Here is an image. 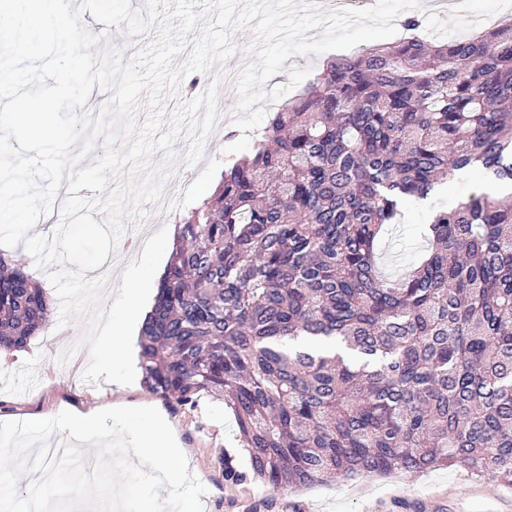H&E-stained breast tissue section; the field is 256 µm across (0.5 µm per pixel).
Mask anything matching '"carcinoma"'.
<instances>
[{
	"mask_svg": "<svg viewBox=\"0 0 512 512\" xmlns=\"http://www.w3.org/2000/svg\"><path fill=\"white\" fill-rule=\"evenodd\" d=\"M481 168L512 187V21L412 35L327 62L252 155L177 225L141 330L155 394L222 396L272 491L461 464L512 485V204L442 186ZM434 201L430 249L401 274L378 244ZM44 288L0 252V354L49 323Z\"/></svg>",
	"mask_w": 512,
	"mask_h": 512,
	"instance_id": "obj_1",
	"label": "carcinoma"
}]
</instances>
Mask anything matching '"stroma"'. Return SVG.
I'll use <instances>...</instances> for the list:
<instances>
[{
	"instance_id": "35a3bbf8",
	"label": "stroma",
	"mask_w": 512,
	"mask_h": 512,
	"mask_svg": "<svg viewBox=\"0 0 512 512\" xmlns=\"http://www.w3.org/2000/svg\"><path fill=\"white\" fill-rule=\"evenodd\" d=\"M426 35L445 40L479 33L474 17L512 18V0H468L456 23L447 17L415 9ZM429 209L408 207L400 224L384 238V270L395 273L413 255L428 247ZM85 320L60 325L51 316L46 332L31 339L21 351L0 356V422L46 419L64 410L85 412L117 402L132 407H156L178 436L190 472L206 487L204 512H512V487L476 481L462 466L434 468L419 474L393 472L387 476L332 478L296 491H273L261 483L232 485L224 480V457L240 455L234 418L223 399L203 397L189 410L150 392L142 380L118 390L108 384L82 381L72 365L57 359L76 343V357L88 356L79 336Z\"/></svg>"
}]
</instances>
